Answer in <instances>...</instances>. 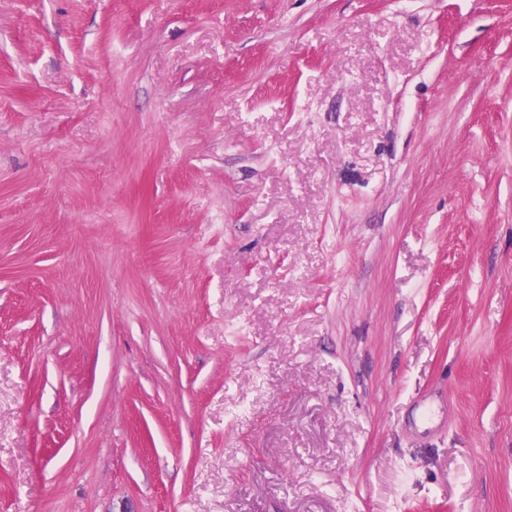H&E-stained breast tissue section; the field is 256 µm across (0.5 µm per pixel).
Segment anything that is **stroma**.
<instances>
[{
  "label": "stroma",
  "mask_w": 512,
  "mask_h": 512,
  "mask_svg": "<svg viewBox=\"0 0 512 512\" xmlns=\"http://www.w3.org/2000/svg\"><path fill=\"white\" fill-rule=\"evenodd\" d=\"M0 512H512V0H0Z\"/></svg>",
  "instance_id": "stroma-1"
}]
</instances>
